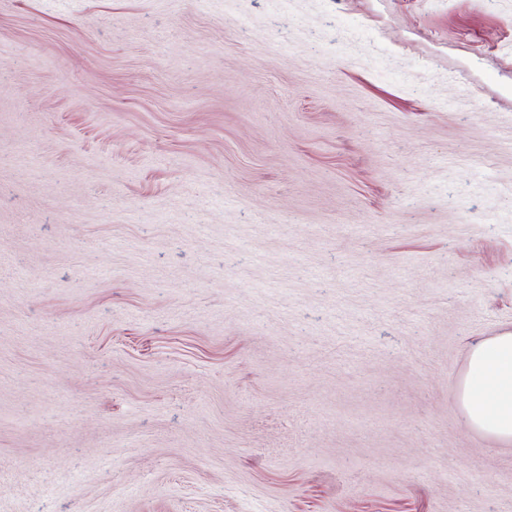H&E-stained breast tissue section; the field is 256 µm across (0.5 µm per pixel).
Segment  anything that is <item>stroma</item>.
Wrapping results in <instances>:
<instances>
[{
  "label": "stroma",
  "mask_w": 512,
  "mask_h": 512,
  "mask_svg": "<svg viewBox=\"0 0 512 512\" xmlns=\"http://www.w3.org/2000/svg\"><path fill=\"white\" fill-rule=\"evenodd\" d=\"M512 0H0V512H512ZM460 405L468 428L512 443V332L471 346Z\"/></svg>",
  "instance_id": "stroma-1"
}]
</instances>
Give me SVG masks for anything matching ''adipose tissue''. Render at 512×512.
Segmentation results:
<instances>
[{
    "instance_id": "ef3b65f1",
    "label": "adipose tissue",
    "mask_w": 512,
    "mask_h": 512,
    "mask_svg": "<svg viewBox=\"0 0 512 512\" xmlns=\"http://www.w3.org/2000/svg\"><path fill=\"white\" fill-rule=\"evenodd\" d=\"M460 405L468 428L512 443V332L471 346Z\"/></svg>"
}]
</instances>
